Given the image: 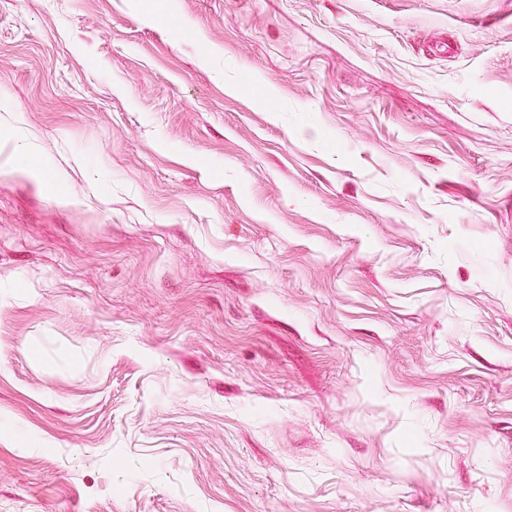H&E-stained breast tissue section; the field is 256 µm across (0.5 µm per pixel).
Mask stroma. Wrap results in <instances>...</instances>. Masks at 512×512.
Wrapping results in <instances>:
<instances>
[{
  "label": "stroma",
  "instance_id": "1",
  "mask_svg": "<svg viewBox=\"0 0 512 512\" xmlns=\"http://www.w3.org/2000/svg\"><path fill=\"white\" fill-rule=\"evenodd\" d=\"M0 512H512V0H0Z\"/></svg>",
  "mask_w": 512,
  "mask_h": 512
}]
</instances>
